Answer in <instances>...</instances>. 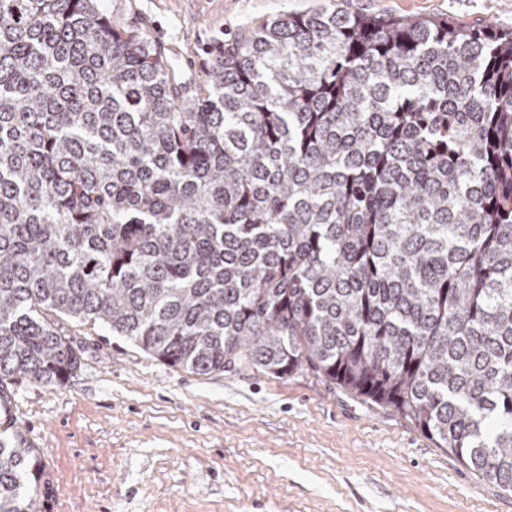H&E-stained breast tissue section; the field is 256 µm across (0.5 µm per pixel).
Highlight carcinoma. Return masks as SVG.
Returning <instances> with one entry per match:
<instances>
[{"instance_id": "obj_1", "label": "carcinoma", "mask_w": 512, "mask_h": 512, "mask_svg": "<svg viewBox=\"0 0 512 512\" xmlns=\"http://www.w3.org/2000/svg\"><path fill=\"white\" fill-rule=\"evenodd\" d=\"M198 374L309 373L512 491V31L317 0L207 88L97 0H0V383L51 317ZM50 478L0 435V512Z\"/></svg>"}]
</instances>
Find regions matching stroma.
Returning <instances> with one entry per match:
<instances>
[{
	"label": "stroma",
	"mask_w": 512,
	"mask_h": 512,
	"mask_svg": "<svg viewBox=\"0 0 512 512\" xmlns=\"http://www.w3.org/2000/svg\"><path fill=\"white\" fill-rule=\"evenodd\" d=\"M315 0H99L113 22L175 53L206 85L240 28ZM366 17H445L512 29V0H337ZM81 365L59 386L5 379L38 448L51 512H512L483 479L393 408L309 375L197 374L103 324L61 319Z\"/></svg>",
	"instance_id": "obj_1"
}]
</instances>
